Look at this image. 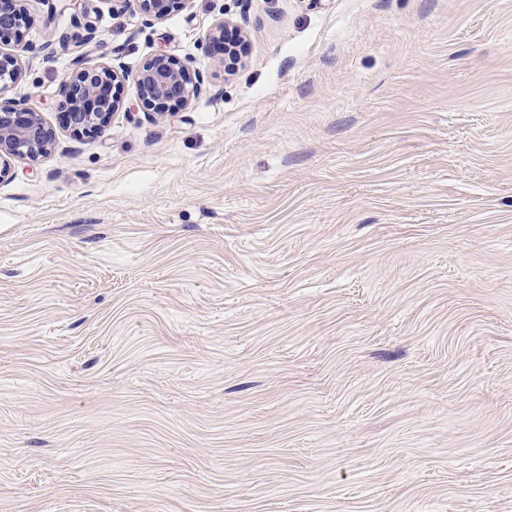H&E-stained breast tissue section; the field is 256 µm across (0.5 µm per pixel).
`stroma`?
<instances>
[{"instance_id":"1","label":"stroma","mask_w":512,"mask_h":512,"mask_svg":"<svg viewBox=\"0 0 512 512\" xmlns=\"http://www.w3.org/2000/svg\"><path fill=\"white\" fill-rule=\"evenodd\" d=\"M26 7L0 512H512V0ZM158 52L205 92L65 126L74 58ZM183 0H113L112 2L121 4H130L134 2L137 11L144 18L146 24L154 25L165 21L175 7L176 4ZM55 145V132L23 100L0 107V182L10 176L16 158L36 160Z\"/></svg>"}]
</instances>
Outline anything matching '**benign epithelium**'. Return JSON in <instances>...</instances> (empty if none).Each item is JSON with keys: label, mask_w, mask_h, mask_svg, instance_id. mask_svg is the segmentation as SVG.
<instances>
[{"label": "benign epithelium", "mask_w": 512, "mask_h": 512, "mask_svg": "<svg viewBox=\"0 0 512 512\" xmlns=\"http://www.w3.org/2000/svg\"><path fill=\"white\" fill-rule=\"evenodd\" d=\"M180 2L135 0V5L145 23L154 25L165 21ZM28 22L24 0H0V46L11 44ZM225 25L222 20L209 25L206 44L223 46ZM22 76L19 58L0 49V94ZM128 80L134 82L143 108L160 118L198 98L204 85L202 73L163 52L148 57L132 75L119 63L85 66L77 60L63 82L62 107L69 128L78 135L97 133L112 115L125 108L119 90ZM54 145V130L24 101L14 100L0 107V182L10 176L14 159L36 160L48 155Z\"/></svg>", "instance_id": "benign-epithelium-1"}]
</instances>
